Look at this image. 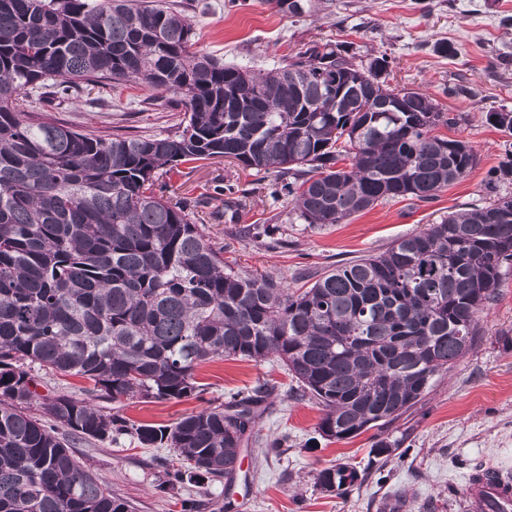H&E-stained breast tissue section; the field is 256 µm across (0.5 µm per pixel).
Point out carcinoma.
Returning <instances> with one entry per match:
<instances>
[{
    "instance_id": "cac0c4a2",
    "label": "carcinoma",
    "mask_w": 512,
    "mask_h": 512,
    "mask_svg": "<svg viewBox=\"0 0 512 512\" xmlns=\"http://www.w3.org/2000/svg\"><path fill=\"white\" fill-rule=\"evenodd\" d=\"M193 38L167 0H0V512H131L72 454L75 439L128 436L173 449L196 483L231 480L266 386L172 426L91 402L197 397L195 371L212 361L281 360L329 440L382 429L476 345L479 314L512 262V198L499 197L302 292L224 263L164 194L180 163L231 159L323 225L379 201L429 199L476 155L434 134L455 118L432 97L385 84L384 55L358 63L313 42L255 73L195 51ZM47 81L63 98L141 82L181 108L179 131L81 133L28 107ZM400 93L403 111L392 108ZM33 365L84 379L85 397L38 394ZM364 481L346 464L317 474L340 496Z\"/></svg>"
}]
</instances>
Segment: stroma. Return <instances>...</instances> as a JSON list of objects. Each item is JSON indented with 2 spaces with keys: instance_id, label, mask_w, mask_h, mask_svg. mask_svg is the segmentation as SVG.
I'll use <instances>...</instances> for the list:
<instances>
[{
  "instance_id": "stroma-1",
  "label": "stroma",
  "mask_w": 512,
  "mask_h": 512,
  "mask_svg": "<svg viewBox=\"0 0 512 512\" xmlns=\"http://www.w3.org/2000/svg\"><path fill=\"white\" fill-rule=\"evenodd\" d=\"M195 22L198 51L254 71L286 65L309 42H348L367 60L388 56L391 86L420 90L455 116L440 135L467 141L476 166L434 198L382 201L345 224L314 228L292 208L256 188L251 171L218 158L174 167L169 191L185 211L203 218L224 260L257 271L291 289L310 287L336 266L384 252L396 240L437 224L448 213L512 197V176L496 178L512 158V136L488 118L512 112V0H332L330 8L300 17L275 0H178ZM451 46L444 54L440 45ZM56 119L99 135L164 137L182 114L149 87L84 91L55 109ZM233 183L245 195L237 214L225 215L218 190ZM252 224L279 225L283 245L268 247L245 236ZM481 340L424 398L383 429L339 442L320 437L318 406L300 397L297 383L276 360L208 363L195 376L198 398H135L98 407L120 410L137 424L171 425L183 416L224 403L260 383L274 385L257 424L258 441L241 451L232 488L223 483L160 485L179 470L173 449L144 448L129 437L73 442V454L134 512H182L181 501H202L203 512H467L464 482L475 466L512 473V267L507 268L480 316ZM390 446L387 463H371L375 442ZM347 463L368 470L346 495L321 490L319 470Z\"/></svg>"
}]
</instances>
